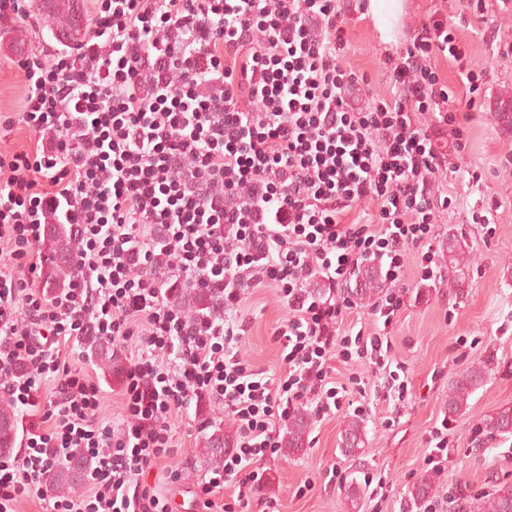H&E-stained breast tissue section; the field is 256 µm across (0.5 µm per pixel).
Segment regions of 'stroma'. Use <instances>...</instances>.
<instances>
[{
    "label": "stroma",
    "instance_id": "35a3bbf8",
    "mask_svg": "<svg viewBox=\"0 0 512 512\" xmlns=\"http://www.w3.org/2000/svg\"><path fill=\"white\" fill-rule=\"evenodd\" d=\"M484 15L466 13L460 27L472 66L486 70L487 78L476 103L467 148L448 158V179L440 189L456 199L440 212L432 226V247L438 276L420 278V250L407 248L400 281L384 283L385 291L402 292L404 303L390 324L376 321L371 305L354 301L341 324L342 333L379 334L390 349L383 365L365 359H332V376L347 383L350 376L365 382V412L343 408L321 421H310L300 455L277 456L266 464V492L277 498L280 512H423L409 490L424 474H431L433 496L442 512H487L495 494L512 486V436L489 434L484 423L498 408L512 405V126L503 115L512 113V56L500 57L491 48L495 27H512V5L500 7L485 0ZM345 65L368 73L373 93L388 92L384 57L395 42L362 20L348 29ZM35 43L18 30L0 39V110L11 111L24 82L15 60L21 49ZM480 181H471L472 173ZM492 206L490 223L473 222L477 206ZM456 236L467 257L464 271L448 262V238ZM248 330L241 342L242 356L268 375L282 372V349L274 332L288 310L270 289L255 291L244 308ZM474 362L485 363L488 378L469 399L462 414L448 416V385L455 374ZM403 368L408 388L403 396L390 392V373ZM364 426L359 455L341 452L347 420ZM447 423L445 472L435 476L426 462L429 441L440 423ZM176 449L167 468L184 470L181 482H171L166 470L152 479L169 512H198L205 475L211 467L202 448L212 431L226 442L237 440L235 425L221 406L189 407L173 417ZM341 478L328 480L330 470ZM383 483L374 495L372 480ZM361 490L358 507H351L347 485Z\"/></svg>",
    "mask_w": 512,
    "mask_h": 512
}]
</instances>
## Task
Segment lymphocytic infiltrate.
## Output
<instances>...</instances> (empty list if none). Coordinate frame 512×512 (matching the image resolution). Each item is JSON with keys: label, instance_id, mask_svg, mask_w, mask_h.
Instances as JSON below:
<instances>
[{"label": "lymphocytic infiltrate", "instance_id": "obj_1", "mask_svg": "<svg viewBox=\"0 0 512 512\" xmlns=\"http://www.w3.org/2000/svg\"><path fill=\"white\" fill-rule=\"evenodd\" d=\"M81 40L44 37L35 0H0V32L27 28L41 46L17 61L25 86L0 114V245L25 277L0 272V393L39 413L17 456L0 455V512L24 497L44 512H168L147 478L173 454L170 420L191 402L223 406L235 447L203 486L238 490L266 508L262 463L277 430L309 408L323 419L354 404L363 381L332 378L331 359L381 355L380 336L341 334L349 307L337 286L366 261L403 274L406 247L428 245L435 187L449 151H463L484 81L457 28L434 8L385 59L389 96L342 62L352 0H91ZM457 71L449 85L439 63ZM378 220L353 216L360 201ZM77 242L68 287L51 288L33 260L47 225ZM213 289L209 314L183 306ZM276 292L284 371L271 377L239 345L254 290ZM136 341L121 375L122 419L99 417L103 389L73 367L75 343ZM89 463L82 498L44 494L59 466Z\"/></svg>", "mask_w": 512, "mask_h": 512}]
</instances>
